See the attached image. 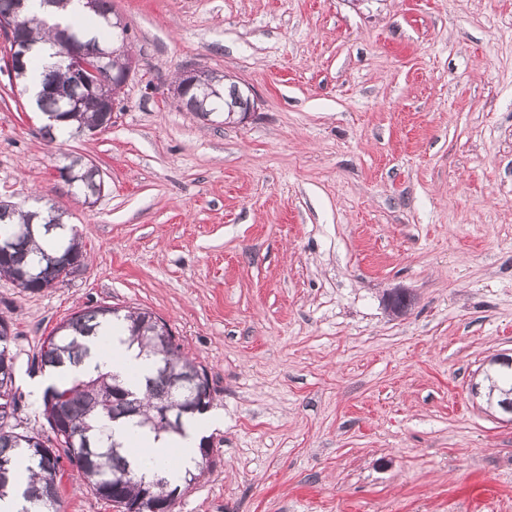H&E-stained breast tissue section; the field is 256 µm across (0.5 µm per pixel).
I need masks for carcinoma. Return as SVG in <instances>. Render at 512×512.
<instances>
[{
  "mask_svg": "<svg viewBox=\"0 0 512 512\" xmlns=\"http://www.w3.org/2000/svg\"><path fill=\"white\" fill-rule=\"evenodd\" d=\"M85 5L93 14L91 27L97 29V34L89 39L84 38L82 20L61 29L22 8V0H0V20L11 16L29 18L23 34L29 52L25 71L17 75L18 79L25 82L28 72L35 71L38 65L35 50L42 42L51 43L58 53L71 38L88 50L112 38L107 22L112 14L110 0H85ZM40 85L46 91L37 95L35 104L48 120L41 127L48 141L55 140V125L49 123L55 114L67 120L68 134L72 137L80 128L112 126V113L103 111L94 99L88 98L79 109L67 112L66 100L77 89L66 65L59 63L40 72ZM242 101L239 88L231 84L221 90L220 97L213 99V107L221 110ZM70 165L80 174V179L73 183L77 193L83 196L103 193L105 183L98 167L79 156L73 157ZM10 236L13 237L11 252L0 258V277L25 291L42 290L44 281L62 282L84 264L77 230L63 224L62 214L51 207L16 209L0 202V238ZM117 323L124 325L130 344L137 345L141 353L153 359L155 370L146 377L141 391L130 390L114 374L100 372L80 373L49 386L43 397V416L56 443L55 458L51 461L40 451L45 444L40 434L20 432L6 418L17 411L18 398L13 390L12 339L2 334L10 324L0 316V499L12 489L11 480L18 479V462L25 460L27 484L22 497L31 507L23 508L22 512H58L56 506L61 504V495L55 477L63 457L97 497L109 502L114 484L119 486V496L132 503L140 500L147 483L151 484L154 496L168 497L180 487L189 489L209 467V458L202 455L197 467L185 471L179 482L165 476L147 478L138 474L136 463L115 439L114 427L119 421L132 422L156 433L169 431L158 414V406L187 403L195 376L207 374L206 368L175 341L167 325L152 312L106 305L76 312L44 339L38 365L58 372L67 363H82L101 328L106 325L113 330Z\"/></svg>",
  "mask_w": 512,
  "mask_h": 512,
  "instance_id": "1",
  "label": "carcinoma"
}]
</instances>
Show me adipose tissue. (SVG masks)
<instances>
[{
    "label": "adipose tissue",
    "instance_id": "1",
    "mask_svg": "<svg viewBox=\"0 0 512 512\" xmlns=\"http://www.w3.org/2000/svg\"><path fill=\"white\" fill-rule=\"evenodd\" d=\"M83 370L98 369L119 375L131 389H139L153 369L152 359L140 354L136 346L127 342L124 334L105 336L92 350L90 358L83 363ZM220 414L203 413L195 416L185 426L183 434H154L146 428L130 423L117 425L115 437L120 442H133L142 450L138 461L143 472L163 469L176 473L194 468L197 456L195 447L202 434L219 424Z\"/></svg>",
    "mask_w": 512,
    "mask_h": 512
}]
</instances>
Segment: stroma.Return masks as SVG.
Instances as JSON below:
<instances>
[{
	"instance_id": "stroma-1",
	"label": "stroma",
	"mask_w": 512,
	"mask_h": 512,
	"mask_svg": "<svg viewBox=\"0 0 512 512\" xmlns=\"http://www.w3.org/2000/svg\"><path fill=\"white\" fill-rule=\"evenodd\" d=\"M110 2L136 69L96 136H40L0 35V201L65 211L86 254L37 293L0 279L15 424L50 434L54 327L143 308L224 413L173 512H512V424L471 393L512 356V0ZM187 66L252 116L188 112ZM71 154L95 206L57 174ZM61 472V512H116ZM69 164L80 174V179L73 184L69 180H65V182L73 185L71 187H74V190L84 197L88 193H97L99 198L105 189V183L98 167L89 165L88 161L85 162L79 156L73 157Z\"/></svg>"
}]
</instances>
